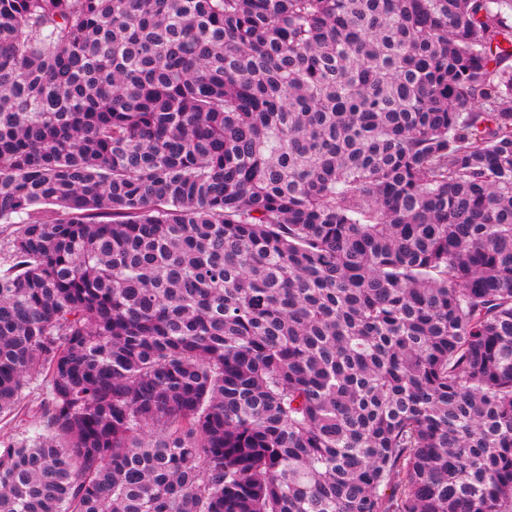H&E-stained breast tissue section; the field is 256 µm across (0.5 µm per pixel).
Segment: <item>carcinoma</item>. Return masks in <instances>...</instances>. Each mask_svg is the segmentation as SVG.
<instances>
[{
    "instance_id": "1",
    "label": "carcinoma",
    "mask_w": 512,
    "mask_h": 512,
    "mask_svg": "<svg viewBox=\"0 0 512 512\" xmlns=\"http://www.w3.org/2000/svg\"><path fill=\"white\" fill-rule=\"evenodd\" d=\"M0 512H512V0H0Z\"/></svg>"
}]
</instances>
